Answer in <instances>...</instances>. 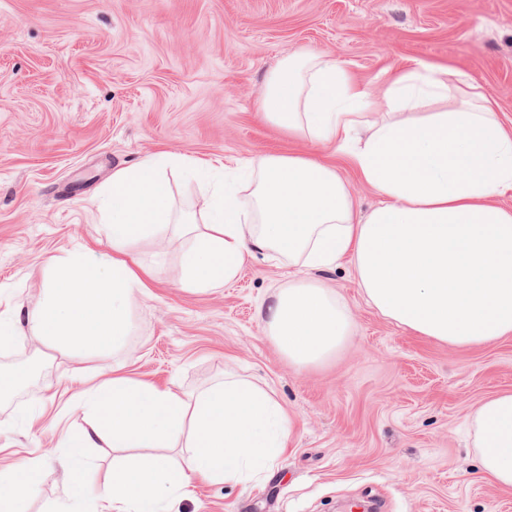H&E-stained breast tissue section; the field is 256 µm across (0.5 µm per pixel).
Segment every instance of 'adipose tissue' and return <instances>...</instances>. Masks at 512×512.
Wrapping results in <instances>:
<instances>
[{"label": "adipose tissue", "mask_w": 512, "mask_h": 512, "mask_svg": "<svg viewBox=\"0 0 512 512\" xmlns=\"http://www.w3.org/2000/svg\"><path fill=\"white\" fill-rule=\"evenodd\" d=\"M260 111L288 135L335 143L380 203L357 214L333 163L259 157L251 204L225 182L211 195L204 224L190 225L182 288L220 287L271 250L307 269L346 256L368 304L410 333L452 346L512 337V208L497 202L512 191V128L488 98L441 67L405 71L377 95L344 62L305 52L269 75ZM171 165L205 172L196 159L160 152L113 173L105 226L113 258H55L42 299L0 317L1 348L22 324L64 355L105 358L121 346L132 303L157 275L123 255L181 221L165 178ZM260 315L274 344L300 367L336 354L352 332L345 302L301 279L268 295ZM81 406L93 423L71 443L76 502L94 500L82 449L103 442L140 451L116 464L102 492L115 512H163L168 495L193 476L244 482L269 469L294 431L278 402L231 372L191 395L116 375L91 388ZM471 424L482 476L512 493V390L481 403ZM182 439L191 450L185 468L165 454Z\"/></svg>", "instance_id": "ef3b65f1"}]
</instances>
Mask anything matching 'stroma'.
Returning <instances> with one entry per match:
<instances>
[{
    "mask_svg": "<svg viewBox=\"0 0 512 512\" xmlns=\"http://www.w3.org/2000/svg\"><path fill=\"white\" fill-rule=\"evenodd\" d=\"M348 64L372 92L418 63L449 67L512 126V0H0V314L42 297L49 264L91 249L105 190L120 168L159 151L216 168L268 153L334 160L335 147L288 137L263 119L268 74L295 52ZM167 177L178 211L201 218L204 191ZM186 238H148L131 259L158 280L131 306V331L108 360L65 358L18 337L0 371L37 360L31 384L0 398V470L35 461L27 512L69 503L66 443L88 429L74 401L119 373L194 393L231 370L267 390L295 422L271 475L226 486L192 479L165 512H512L483 480L469 416L512 390V338L453 347L415 336L369 307L348 261L298 271L270 251L232 282L182 289ZM341 296L348 342L297 367L258 314L295 275Z\"/></svg>",
    "mask_w": 512,
    "mask_h": 512,
    "instance_id": "1",
    "label": "stroma"
}]
</instances>
